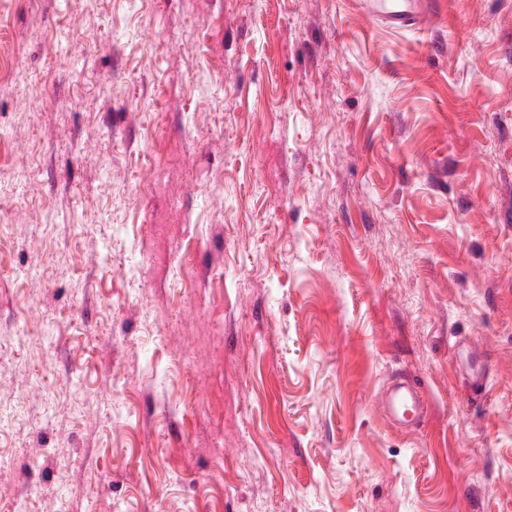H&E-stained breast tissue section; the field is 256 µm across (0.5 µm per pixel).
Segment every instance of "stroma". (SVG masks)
I'll return each mask as SVG.
<instances>
[{"label":"stroma","mask_w":512,"mask_h":512,"mask_svg":"<svg viewBox=\"0 0 512 512\" xmlns=\"http://www.w3.org/2000/svg\"><path fill=\"white\" fill-rule=\"evenodd\" d=\"M0 44L32 512H512V0H0ZM363 9L388 28L403 31L414 27L427 13L429 0H363ZM380 409L395 429H412L423 405L422 394L415 382H397L388 386L379 399Z\"/></svg>","instance_id":"obj_1"}]
</instances>
